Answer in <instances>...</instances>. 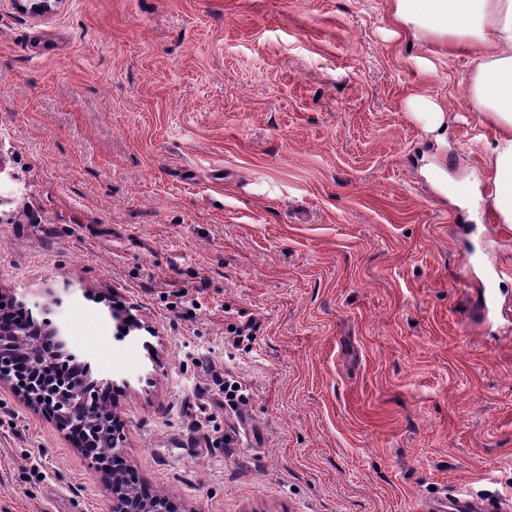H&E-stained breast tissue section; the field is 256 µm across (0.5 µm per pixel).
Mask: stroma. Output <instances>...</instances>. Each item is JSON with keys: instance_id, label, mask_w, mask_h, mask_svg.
I'll return each instance as SVG.
<instances>
[{"instance_id": "1", "label": "stroma", "mask_w": 512, "mask_h": 512, "mask_svg": "<svg viewBox=\"0 0 512 512\" xmlns=\"http://www.w3.org/2000/svg\"><path fill=\"white\" fill-rule=\"evenodd\" d=\"M392 27L389 0H0V289L62 297L126 464L175 512H512L495 132L470 55ZM413 93L445 105V150ZM111 506L0 386V512Z\"/></svg>"}]
</instances>
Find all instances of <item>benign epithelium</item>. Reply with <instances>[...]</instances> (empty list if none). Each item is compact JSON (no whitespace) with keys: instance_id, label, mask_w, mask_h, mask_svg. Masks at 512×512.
Masks as SVG:
<instances>
[{"instance_id":"obj_1","label":"benign epithelium","mask_w":512,"mask_h":512,"mask_svg":"<svg viewBox=\"0 0 512 512\" xmlns=\"http://www.w3.org/2000/svg\"><path fill=\"white\" fill-rule=\"evenodd\" d=\"M56 304L53 298L32 309L16 294L0 290V384L40 408L65 436L80 435L88 448L97 447L102 430L112 433V452L89 459L93 476L110 490L112 512H166L155 497L133 493L139 481L135 473H113L112 457L121 452L123 427L115 415L104 418L99 412L112 379L101 375L83 380L92 362L51 319Z\"/></svg>"}]
</instances>
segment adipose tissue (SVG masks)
<instances>
[{
	"mask_svg": "<svg viewBox=\"0 0 512 512\" xmlns=\"http://www.w3.org/2000/svg\"><path fill=\"white\" fill-rule=\"evenodd\" d=\"M390 10L404 36L471 55L469 103L496 131L495 207L512 224V0H390Z\"/></svg>",
	"mask_w": 512,
	"mask_h": 512,
	"instance_id": "obj_1",
	"label": "adipose tissue"
}]
</instances>
